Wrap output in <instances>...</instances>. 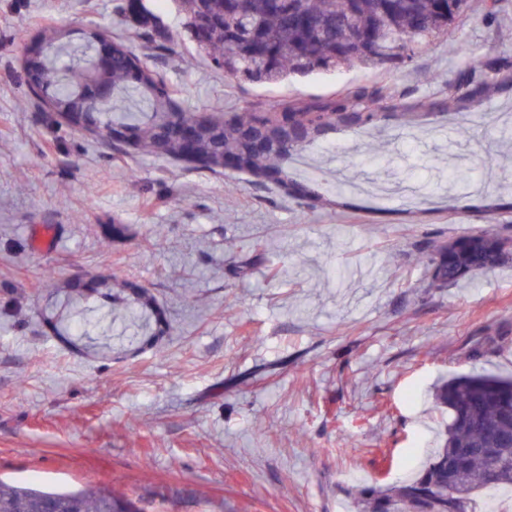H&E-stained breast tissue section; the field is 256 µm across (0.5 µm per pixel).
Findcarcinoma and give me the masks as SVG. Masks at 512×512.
<instances>
[{
  "instance_id": "carcinoma-1",
  "label": "carcinoma",
  "mask_w": 512,
  "mask_h": 512,
  "mask_svg": "<svg viewBox=\"0 0 512 512\" xmlns=\"http://www.w3.org/2000/svg\"><path fill=\"white\" fill-rule=\"evenodd\" d=\"M268 0H182L187 26L205 11L224 17V29L199 43L214 62L232 75L261 83H278L290 75L332 72L343 65L385 67L406 62L434 38L447 35L465 16L467 0H294L314 20L307 29L291 24L289 14L267 8ZM355 9L363 27L344 25ZM245 19L258 25L274 43L276 63L267 67L256 56L252 30L238 27ZM56 33L37 45L46 62L27 71L29 89L41 100L66 108L63 122L76 132L92 129L91 137L119 149L165 156L184 162V154L202 158L195 167L215 171L222 162L263 181L290 187L303 200L319 197L317 182L288 183V163L309 135L339 122L368 126L378 120L373 105L386 97L379 88H359L323 104L281 101L262 114L226 115L192 112L172 106L165 80L142 65L131 72L132 52L113 40L112 69L106 81L112 92L132 98L137 111L119 112L112 100L96 112H79L74 93L87 80V62L96 51L89 35L73 46ZM199 125L193 146L181 136L187 125ZM504 236L482 231L465 239L434 246L427 254L431 282L439 286L473 280L504 264L494 253ZM437 405L450 413L440 448L410 478L393 484L375 483L357 492L358 512H485L481 494L512 489V377L462 374L435 392ZM142 512L136 502L105 490L57 492L0 483V512Z\"/></svg>"
}]
</instances>
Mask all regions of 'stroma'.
<instances>
[{"label":"stroma","mask_w":512,"mask_h":512,"mask_svg":"<svg viewBox=\"0 0 512 512\" xmlns=\"http://www.w3.org/2000/svg\"><path fill=\"white\" fill-rule=\"evenodd\" d=\"M124 4L0 0V481L143 512H352L353 488L439 447L437 384L512 376V262L440 287L419 261L467 233L512 238V0L490 23L468 0L400 65L272 85L216 66L178 0ZM86 27L125 36L199 112L390 97L375 127L336 124L298 152L293 179L320 184L303 201L60 125L28 94L22 48ZM470 53L494 70L469 75ZM78 276L101 286L81 297ZM82 313L111 334L69 335Z\"/></svg>","instance_id":"35a3bbf8"}]
</instances>
